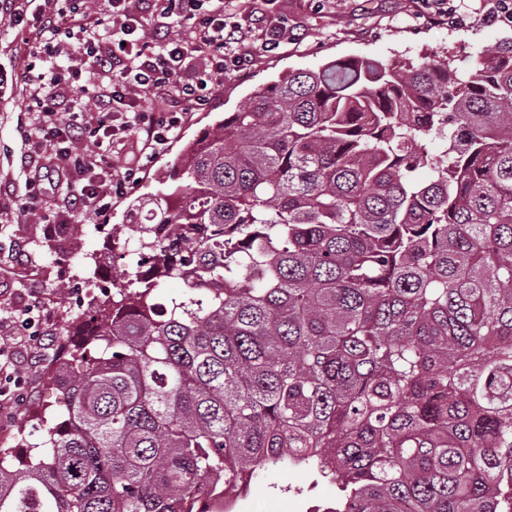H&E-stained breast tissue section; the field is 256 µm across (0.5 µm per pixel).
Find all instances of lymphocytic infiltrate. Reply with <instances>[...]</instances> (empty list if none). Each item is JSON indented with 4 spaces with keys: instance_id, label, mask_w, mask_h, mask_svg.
Returning <instances> with one entry per match:
<instances>
[{
    "instance_id": "f902f5d3",
    "label": "lymphocytic infiltrate",
    "mask_w": 512,
    "mask_h": 512,
    "mask_svg": "<svg viewBox=\"0 0 512 512\" xmlns=\"http://www.w3.org/2000/svg\"><path fill=\"white\" fill-rule=\"evenodd\" d=\"M232 0H0V24L20 35L33 64L12 85L32 103L37 140L20 156L25 205L38 211L48 172L71 193L40 223L66 224L75 213H104L190 112L207 105L247 56L246 32ZM189 29L191 39L179 37ZM84 80L90 100L74 97ZM172 99L176 111H148L145 99ZM141 142L139 157L114 170L117 133Z\"/></svg>"
}]
</instances>
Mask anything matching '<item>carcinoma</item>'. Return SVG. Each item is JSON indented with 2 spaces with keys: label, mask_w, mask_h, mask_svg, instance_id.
Wrapping results in <instances>:
<instances>
[{
  "label": "carcinoma",
  "mask_w": 512,
  "mask_h": 512,
  "mask_svg": "<svg viewBox=\"0 0 512 512\" xmlns=\"http://www.w3.org/2000/svg\"><path fill=\"white\" fill-rule=\"evenodd\" d=\"M454 80L330 60L187 143L75 331L68 418L26 468L0 453V512H207L285 459L332 512H512V45Z\"/></svg>",
  "instance_id": "cac0c4a2"
}]
</instances>
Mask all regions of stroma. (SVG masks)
<instances>
[{
  "mask_svg": "<svg viewBox=\"0 0 512 512\" xmlns=\"http://www.w3.org/2000/svg\"><path fill=\"white\" fill-rule=\"evenodd\" d=\"M487 0H456L462 22L433 19L419 0H274L268 9L272 18H286L288 33L279 47L265 48L264 35L253 31L250 58L242 71L224 81L223 89L201 110L190 113L176 134L140 173L126 197L113 201L103 216H77L85 234L78 249L63 250L44 234L33 213L15 208L0 213V317L11 318L34 307L41 311L38 329L43 344L37 348L34 365L24 367L25 396L22 404L0 409L19 443L26 449L41 446L49 427L65 419V391L50 384L48 377L59 367L70 376H80L83 365L72 356L56 357L59 344H72L71 332L89 311L81 291L90 272L99 280L122 271L120 253L126 237L112 234L113 226L126 221L130 200L149 198L169 182L171 166L183 145L200 131L235 111L257 87L286 76L288 72L314 70L340 57H370L384 64H406L426 55L447 57L459 73L471 70L483 51L512 42V27L489 24L482 14ZM34 115L18 91L0 90V185L19 198L25 193L17 178L20 148ZM25 243L27 255L15 256L16 243ZM66 263L67 277L57 274ZM337 488L306 468L285 463L261 469L240 501L241 512H292L291 501L303 508L334 502Z\"/></svg>",
  "mask_w": 512,
  "mask_h": 512,
  "instance_id": "obj_1",
  "label": "stroma"
}]
</instances>
